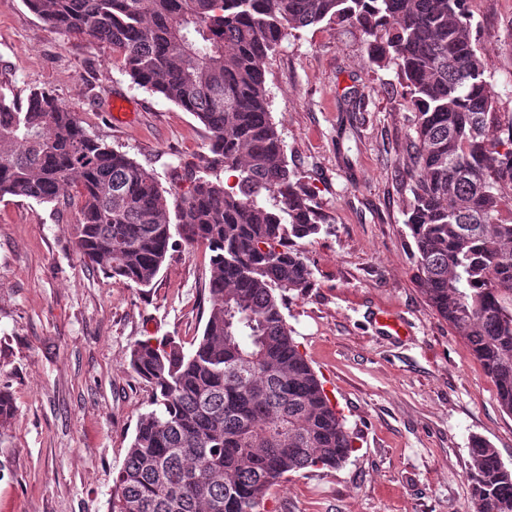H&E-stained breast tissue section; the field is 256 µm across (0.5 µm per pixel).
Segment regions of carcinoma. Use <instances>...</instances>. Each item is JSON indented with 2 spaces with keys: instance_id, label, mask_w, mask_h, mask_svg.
<instances>
[{
  "instance_id": "cac0c4a2",
  "label": "carcinoma",
  "mask_w": 512,
  "mask_h": 512,
  "mask_svg": "<svg viewBox=\"0 0 512 512\" xmlns=\"http://www.w3.org/2000/svg\"><path fill=\"white\" fill-rule=\"evenodd\" d=\"M51 28L112 47L133 83L191 113L208 152L168 203L154 173L90 135L46 90L0 93V200L78 189L80 257L148 287L173 237L209 251V313L184 351L137 342L149 409L113 478L108 512H262L284 474L344 463L353 438L282 308L312 287L300 242L328 216L288 168L263 63L293 29L348 24L370 69L392 65L415 138L405 224L416 281L512 415V113L472 39L468 0H24ZM234 181L224 183V173ZM475 512H512V472L472 440Z\"/></svg>"
}]
</instances>
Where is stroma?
Returning <instances> with one entry per match:
<instances>
[{
    "instance_id": "stroma-1",
    "label": "stroma",
    "mask_w": 512,
    "mask_h": 512,
    "mask_svg": "<svg viewBox=\"0 0 512 512\" xmlns=\"http://www.w3.org/2000/svg\"><path fill=\"white\" fill-rule=\"evenodd\" d=\"M469 10L497 109L512 113V0H469ZM366 57L357 29L320 23L292 31L264 64L288 165L329 217L302 248L315 285L283 314L355 438L338 468L281 477L264 512H473L471 439L512 471V415L414 279L413 114L394 67L370 70ZM34 88L164 189L187 192L181 173L206 151L204 126L135 85L111 47L0 0V92ZM116 94L132 106L122 120L109 110ZM75 220L72 204L0 200V389L15 408L0 426V512H107L150 395L129 366L133 345L172 336L191 346L207 320V250L176 243L140 288L83 264Z\"/></svg>"
}]
</instances>
